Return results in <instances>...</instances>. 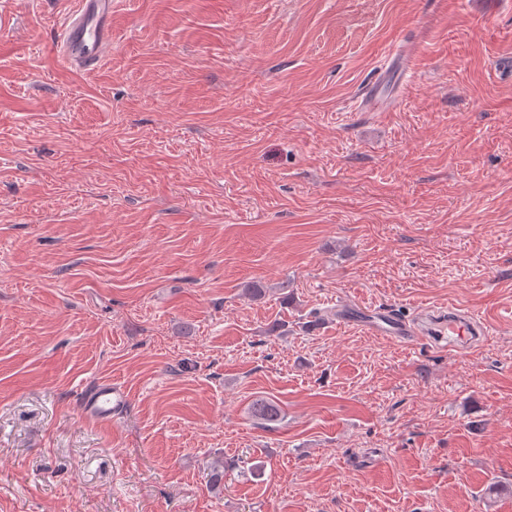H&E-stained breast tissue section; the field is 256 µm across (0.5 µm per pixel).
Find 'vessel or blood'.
Masks as SVG:
<instances>
[{
	"instance_id": "b4317fda",
	"label": "vessel or blood",
	"mask_w": 512,
	"mask_h": 512,
	"mask_svg": "<svg viewBox=\"0 0 512 512\" xmlns=\"http://www.w3.org/2000/svg\"><path fill=\"white\" fill-rule=\"evenodd\" d=\"M111 49L112 0H77L74 10L61 22V34L54 45L57 58L69 68L89 70L100 65ZM336 319L386 339L406 344L429 341L451 351L486 333L480 319L453 306L442 311L423 309L412 321L390 310L375 312L341 301L336 305ZM123 400L122 391L103 383L82 397L81 410L90 419L106 421Z\"/></svg>"
}]
</instances>
